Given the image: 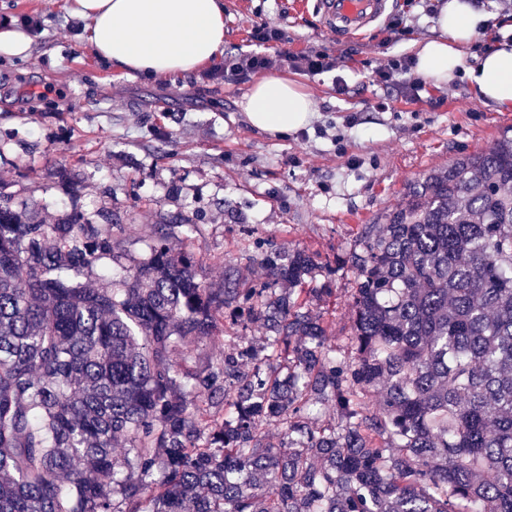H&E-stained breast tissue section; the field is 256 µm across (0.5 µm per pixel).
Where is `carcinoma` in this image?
Here are the masks:
<instances>
[{"label":"carcinoma","instance_id":"obj_1","mask_svg":"<svg viewBox=\"0 0 512 512\" xmlns=\"http://www.w3.org/2000/svg\"><path fill=\"white\" fill-rule=\"evenodd\" d=\"M365 225L351 351L304 249L213 288L156 224H43L0 187V512H512V128ZM263 341L223 348L224 317ZM276 426L274 443L266 427Z\"/></svg>","mask_w":512,"mask_h":512}]
</instances>
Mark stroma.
I'll return each instance as SVG.
<instances>
[{
    "instance_id": "1",
    "label": "stroma",
    "mask_w": 512,
    "mask_h": 512,
    "mask_svg": "<svg viewBox=\"0 0 512 512\" xmlns=\"http://www.w3.org/2000/svg\"><path fill=\"white\" fill-rule=\"evenodd\" d=\"M443 2L389 0L362 35L340 39L301 0H224L225 56L254 51L256 30L276 27L278 50L336 58L329 71L290 72L315 116L271 136L243 113L252 79L225 77L223 59L185 75L131 76L92 54L69 0H0V24L34 36L28 58L0 55V185L46 224L74 211L112 215L126 266L150 255L162 219L195 225L190 250L216 288L228 266L258 287L263 252L306 248L317 284L333 290L313 307L330 343L348 349L356 282L341 260L362 226L426 170L487 149L512 126V106L482 107L460 80L427 83L415 99L374 82L376 68L433 37ZM398 22L406 34H395Z\"/></svg>"
}]
</instances>
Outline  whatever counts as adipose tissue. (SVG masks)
Segmentation results:
<instances>
[{"label":"adipose tissue","instance_id":"1","mask_svg":"<svg viewBox=\"0 0 512 512\" xmlns=\"http://www.w3.org/2000/svg\"><path fill=\"white\" fill-rule=\"evenodd\" d=\"M85 20L93 53L127 74L164 76L196 71L224 54L223 0H74ZM490 15L475 0H446L436 25L439 37L416 46L417 71L444 85L466 80L485 106L512 105V39L466 61L462 48ZM250 125L272 135L309 125L311 96L293 80L269 75L245 95Z\"/></svg>","mask_w":512,"mask_h":512}]
</instances>
